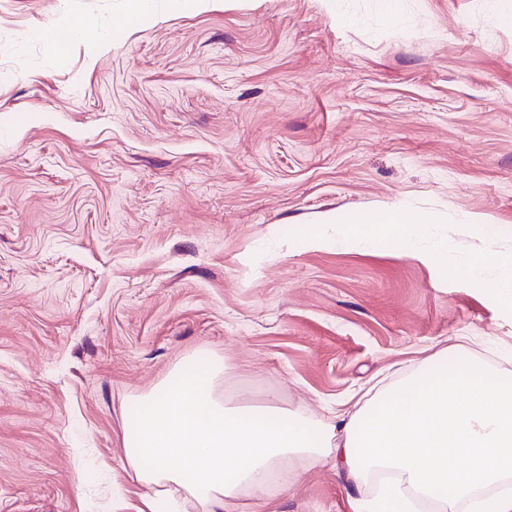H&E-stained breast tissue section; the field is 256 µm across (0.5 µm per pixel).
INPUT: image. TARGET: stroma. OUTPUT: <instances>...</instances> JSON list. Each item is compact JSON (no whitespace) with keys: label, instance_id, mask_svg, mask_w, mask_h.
Masks as SVG:
<instances>
[{"label":"stroma","instance_id":"35a3bbf8","mask_svg":"<svg viewBox=\"0 0 512 512\" xmlns=\"http://www.w3.org/2000/svg\"><path fill=\"white\" fill-rule=\"evenodd\" d=\"M509 12L0 0V512H149L128 412L192 355L325 423L458 343L512 377ZM385 206L432 228L400 249L329 222ZM239 512L353 503L324 463Z\"/></svg>","mask_w":512,"mask_h":512}]
</instances>
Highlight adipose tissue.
<instances>
[{"mask_svg": "<svg viewBox=\"0 0 512 512\" xmlns=\"http://www.w3.org/2000/svg\"><path fill=\"white\" fill-rule=\"evenodd\" d=\"M428 229L386 207L349 216L341 234L396 244ZM223 372L188 358L139 401L124 439L139 481L201 512H237L242 496L288 489L328 458L356 512H512V383L480 359L440 352L330 427L270 403L231 404Z\"/></svg>", "mask_w": 512, "mask_h": 512, "instance_id": "obj_1", "label": "adipose tissue"}]
</instances>
